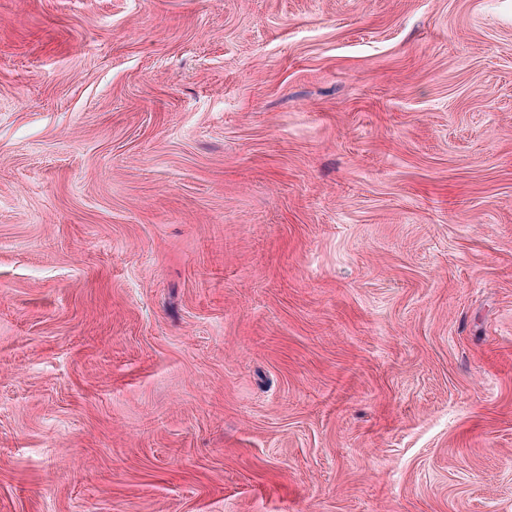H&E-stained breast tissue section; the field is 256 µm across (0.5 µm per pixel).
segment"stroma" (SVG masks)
I'll return each instance as SVG.
<instances>
[{"instance_id": "obj_1", "label": "stroma", "mask_w": 512, "mask_h": 512, "mask_svg": "<svg viewBox=\"0 0 512 512\" xmlns=\"http://www.w3.org/2000/svg\"><path fill=\"white\" fill-rule=\"evenodd\" d=\"M0 512H512V0H0Z\"/></svg>"}]
</instances>
